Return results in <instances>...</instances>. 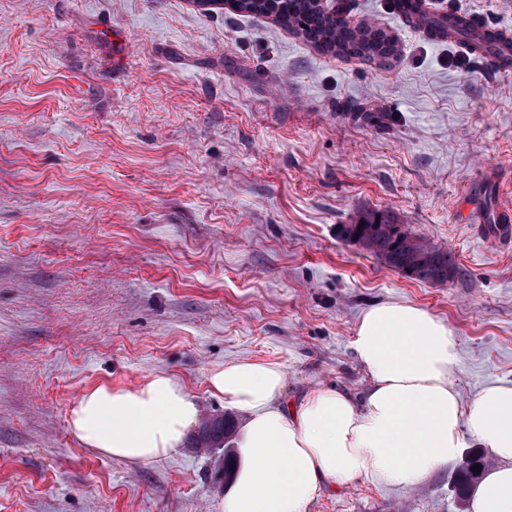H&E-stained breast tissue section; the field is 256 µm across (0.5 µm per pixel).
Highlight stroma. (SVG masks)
Masks as SVG:
<instances>
[{"instance_id": "1", "label": "stroma", "mask_w": 512, "mask_h": 512, "mask_svg": "<svg viewBox=\"0 0 512 512\" xmlns=\"http://www.w3.org/2000/svg\"><path fill=\"white\" fill-rule=\"evenodd\" d=\"M391 0H336L395 42L319 53L271 18L192 0H0V512H213L224 453L130 465L77 442L86 388L165 372L224 416L205 374L279 363L286 395L359 392L378 301L456 333L463 400L512 382V245L459 208H512V74L410 28ZM512 34V0H441ZM395 212L470 272L405 278L341 240ZM459 470L357 481L308 512H470Z\"/></svg>"}]
</instances>
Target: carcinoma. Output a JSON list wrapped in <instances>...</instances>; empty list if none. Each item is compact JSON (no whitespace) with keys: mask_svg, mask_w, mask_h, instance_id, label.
Instances as JSON below:
<instances>
[{"mask_svg":"<svg viewBox=\"0 0 512 512\" xmlns=\"http://www.w3.org/2000/svg\"><path fill=\"white\" fill-rule=\"evenodd\" d=\"M238 12L272 16L280 26L301 33L324 54L361 55L378 60H386L395 54V45L384 31L356 24L340 12L327 15L318 9L314 0H240ZM421 19L437 37L472 38L473 28L464 16L423 15ZM472 51L501 66L512 65V38L476 41ZM339 237L359 245L401 274L411 271L413 281L441 286L469 277V271L448 251L417 237L408 225L388 210L362 211L355 223L340 225ZM234 428L235 420L229 415L216 422L205 421L194 438L193 447L208 452L218 449L232 435ZM476 464L484 465L483 458L470 457L462 465L458 483L462 497L475 480L472 467Z\"/></svg>","mask_w":512,"mask_h":512,"instance_id":"carcinoma-1","label":"carcinoma"}]
</instances>
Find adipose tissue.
I'll list each match as a JSON object with an SVG mask.
<instances>
[{
	"instance_id": "1",
	"label": "adipose tissue",
	"mask_w": 512,
	"mask_h": 512,
	"mask_svg": "<svg viewBox=\"0 0 512 512\" xmlns=\"http://www.w3.org/2000/svg\"><path fill=\"white\" fill-rule=\"evenodd\" d=\"M353 347L368 379L358 394L327 384L287 399L286 373L272 362L208 370V391L245 416L215 512H306L326 487L358 480L415 488L454 468L469 445L495 460L471 494V512H512V384L463 401L452 380L455 332L411 303L365 310ZM198 414L181 381L156 373L132 387L86 388L68 428L81 444L143 464L176 454Z\"/></svg>"
}]
</instances>
